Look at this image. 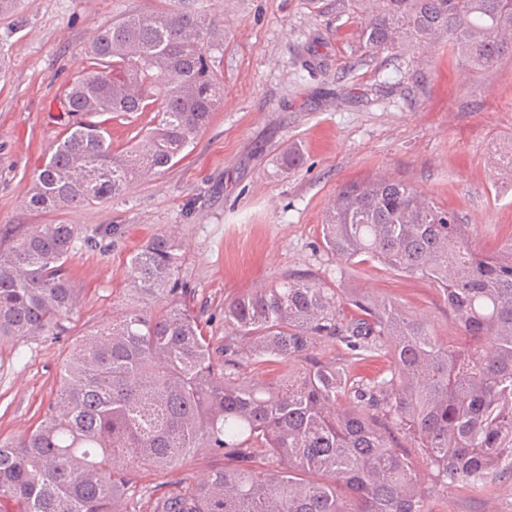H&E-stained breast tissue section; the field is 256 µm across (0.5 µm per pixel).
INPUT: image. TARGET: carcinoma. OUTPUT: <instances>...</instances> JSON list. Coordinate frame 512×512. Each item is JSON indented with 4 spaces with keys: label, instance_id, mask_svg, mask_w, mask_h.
Listing matches in <instances>:
<instances>
[{
    "label": "carcinoma",
    "instance_id": "cac0c4a2",
    "mask_svg": "<svg viewBox=\"0 0 512 512\" xmlns=\"http://www.w3.org/2000/svg\"><path fill=\"white\" fill-rule=\"evenodd\" d=\"M365 53L448 47L475 68L512 54V0H356ZM217 20L179 10L103 26L61 101L66 136L35 175L36 212L91 206L172 165L221 99L210 42ZM152 112L145 133L112 150L109 122ZM328 250L365 255L437 286L459 328L445 342L394 303L284 280L224 304V347L190 310L179 247L157 234L130 259V304L80 337L34 429L0 442V512H123L136 469L199 448L224 458L202 483L153 512H428L457 487L512 476V239L476 249L451 211L380 177L336 191ZM75 230L39 224L0 249V339L34 338L77 303L67 265ZM151 300L166 306L153 311ZM388 368L356 381L323 343ZM280 366L272 380L248 363Z\"/></svg>",
    "mask_w": 512,
    "mask_h": 512
}]
</instances>
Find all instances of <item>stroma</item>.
Masks as SVG:
<instances>
[{"mask_svg": "<svg viewBox=\"0 0 512 512\" xmlns=\"http://www.w3.org/2000/svg\"><path fill=\"white\" fill-rule=\"evenodd\" d=\"M183 9L218 19L211 46L224 101L164 173L122 196L53 213L24 206L64 129L58 97L99 29L133 13ZM354 0H18L0 15V246L38 224H70L78 302L57 334L0 341V440L32 429L56 395L70 346L123 306L131 255L153 235L180 245L179 278L214 345L224 303L309 276L342 297L395 302L451 339L459 329L429 281L375 262L345 263L321 224L338 188L380 176L454 212L481 251L512 239V55L470 68L447 44L368 58ZM303 163L285 170L286 149ZM205 449L139 469L137 512L220 467ZM431 512H512V480L456 488Z\"/></svg>", "mask_w": 512, "mask_h": 512, "instance_id": "stroma-1", "label": "stroma"}]
</instances>
